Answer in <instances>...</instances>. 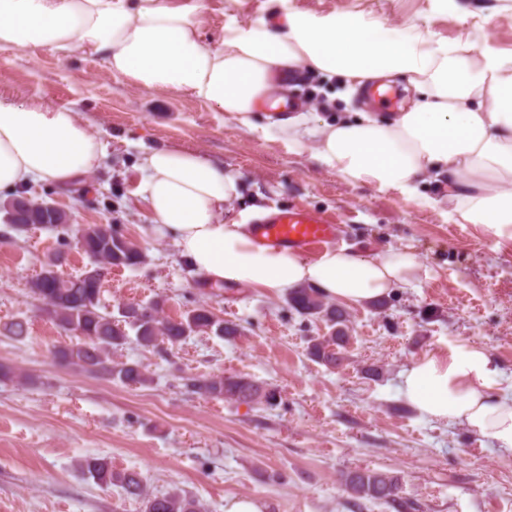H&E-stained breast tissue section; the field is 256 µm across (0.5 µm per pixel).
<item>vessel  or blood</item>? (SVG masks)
Masks as SVG:
<instances>
[{
    "label": "vessel or blood",
    "mask_w": 512,
    "mask_h": 512,
    "mask_svg": "<svg viewBox=\"0 0 512 512\" xmlns=\"http://www.w3.org/2000/svg\"><path fill=\"white\" fill-rule=\"evenodd\" d=\"M335 233L336 226L330 218L300 206L267 212L253 225V235L259 243L303 252L329 242Z\"/></svg>",
    "instance_id": "obj_1"
}]
</instances>
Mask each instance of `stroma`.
Segmentation results:
<instances>
[{"instance_id": "35a3bbf8", "label": "stroma", "mask_w": 512, "mask_h": 512, "mask_svg": "<svg viewBox=\"0 0 512 512\" xmlns=\"http://www.w3.org/2000/svg\"><path fill=\"white\" fill-rule=\"evenodd\" d=\"M465 2L475 14L463 25L435 0H291L322 13L373 10L446 39L470 27L512 51V0ZM207 6L209 43L228 16L247 21L268 8L267 0ZM392 89L387 105L346 101L337 82L300 75L293 92L299 105L330 120L361 108L392 114L407 96L403 84ZM0 91L73 106L107 145L102 163L77 184L27 187L65 213L66 230L0 226V365L18 374L0 383V512H143L120 487L98 485L83 472L89 457L138 473L151 491L180 490L205 512H224L225 498L237 496L261 498L269 512H392L370 501L351 506L338 474L354 469L399 476L408 512H512L511 452L465 426L428 421L397 398L398 374L413 359L459 344L483 347L512 375V240L451 223L447 183L419 186L413 196L351 184L308 154L290 152L268 110H259V129L250 134L204 102L133 88L102 58L80 52L61 59L45 49L0 51ZM159 147L198 151L240 175L243 187L225 204V221L256 207L302 205L336 220L334 246L372 255L411 245L430 277L397 290L384 306L349 308L347 360L327 368L307 354L309 337L327 331L323 321L304 320L283 295L207 283L171 239L150 232L151 219L136 202L137 160ZM88 224L116 226L145 254L141 266L105 274L102 312L160 300L176 318L204 307L236 324L237 336L199 334L153 348L129 343L115 357L145 367L148 380L136 386L57 363L54 350L75 338L34 299L30 283L58 250L66 254L57 268L62 277L87 270L75 234ZM17 320L29 328L21 340L5 330ZM373 364L382 366L380 377L366 375ZM229 373L276 388L277 405L215 400L189 384Z\"/></svg>"}]
</instances>
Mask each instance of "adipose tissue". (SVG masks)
<instances>
[{"instance_id":"1","label":"adipose tissue","mask_w":512,"mask_h":512,"mask_svg":"<svg viewBox=\"0 0 512 512\" xmlns=\"http://www.w3.org/2000/svg\"><path fill=\"white\" fill-rule=\"evenodd\" d=\"M268 0L265 15L229 18L215 44L202 35L205 0H0V50L102 57L132 87L202 100L242 130L263 98L304 72L337 77L349 93L402 79L412 97L393 117L368 112L332 122L299 112L281 121L290 151L309 153L341 179L413 194L448 181V218L512 240V52L465 34L448 40L362 10L315 13ZM106 146L69 106L0 95V191L40 182L67 187L98 167ZM138 201L152 227L209 283L280 296L311 286L348 306L418 288L429 270L414 248L367 256L325 248L308 260L259 245L247 221L225 222L238 174L182 148L145 150ZM400 400L423 418L465 424L512 451V377L471 344L415 358L399 374Z\"/></svg>"}]
</instances>
